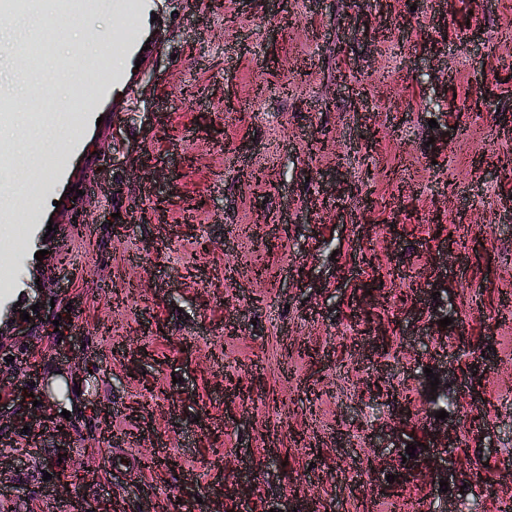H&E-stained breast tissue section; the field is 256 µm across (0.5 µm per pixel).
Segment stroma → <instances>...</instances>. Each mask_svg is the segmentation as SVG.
I'll list each match as a JSON object with an SVG mask.
<instances>
[{"mask_svg":"<svg viewBox=\"0 0 512 512\" xmlns=\"http://www.w3.org/2000/svg\"><path fill=\"white\" fill-rule=\"evenodd\" d=\"M97 2L0 22V187L46 178L0 289V322L30 313L0 342V512H240L246 461L249 512L512 506V0H157L138 94L80 111V69L32 123L13 48L94 60L123 0ZM389 386L413 426L474 412L447 491L388 484Z\"/></svg>","mask_w":512,"mask_h":512,"instance_id":"1","label":"stroma"}]
</instances>
